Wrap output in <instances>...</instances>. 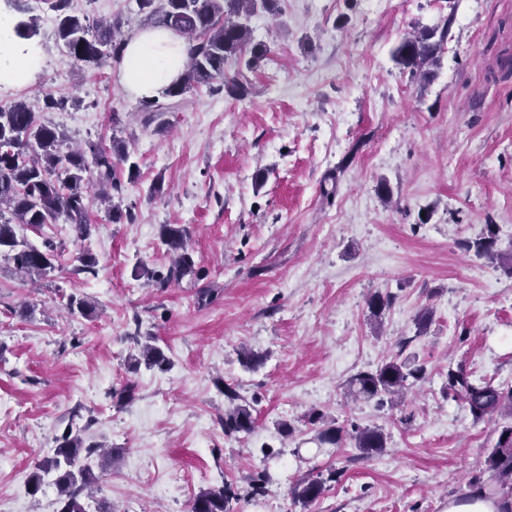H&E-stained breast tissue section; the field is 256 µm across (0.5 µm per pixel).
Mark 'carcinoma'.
I'll return each mask as SVG.
<instances>
[{"instance_id": "obj_1", "label": "carcinoma", "mask_w": 512, "mask_h": 512, "mask_svg": "<svg viewBox=\"0 0 512 512\" xmlns=\"http://www.w3.org/2000/svg\"><path fill=\"white\" fill-rule=\"evenodd\" d=\"M56 12L57 34L68 56L76 61L101 68L112 59L123 56L126 41L118 40L115 32L120 25L96 26L92 30L77 15L70 12V0H44ZM138 10L154 27L167 28L186 39L187 62L180 78L166 91L169 97H179L188 90L206 86L214 93L241 99L252 93L248 79L241 71L230 72L225 64L230 59L245 61L247 69L259 66L266 58L267 48L255 42L248 26L249 18L260 10H275L277 0H136ZM451 20L441 29H424L403 39L393 50L397 65L414 75L424 66L439 60L442 44L448 37ZM119 164L128 165L130 178L137 177L139 166L117 139H112L108 151L95 142H88L67 154L60 151V134L55 127L40 121L37 113L24 103L11 109H0V257L13 262L16 271L45 277L54 270L58 246L50 237L42 247L31 244L18 234L26 228L41 232L64 219L77 236L85 238L90 229L87 221L88 204L84 194L89 172L96 185L109 198L122 193L116 177ZM186 230L174 224L162 226L161 242L173 256L167 274L142 268V275L161 284L178 281L194 272L195 262L186 245ZM497 242L496 225H486V236L464 242L466 250L479 257H502L494 251ZM139 360L161 371L169 366L165 352L153 337L141 346ZM422 365L391 357L373 371H360L349 381L352 393L379 405L392 403L413 384L425 378ZM444 389L448 398L461 404L473 421L482 422L496 415L512 419V385L492 379H476L461 367H448ZM309 423L316 427V439L322 444L339 448L346 441L363 454L372 456L386 448V437L378 428L352 426L347 430L336 425L322 413L313 411ZM256 420L253 407L238 404L224 412V434L248 435ZM497 440L485 459L487 480L477 479L473 485L486 491L485 497L500 495L512 498V422L497 428ZM52 455L40 461L30 473L28 491L34 495L51 483L60 495L58 512H86L81 495L94 479V470L112 463V453H101L97 446H84L80 432L71 430L56 439ZM338 471L329 477L301 479L292 488L293 501L304 505L319 499L326 483L335 480ZM238 498L230 484L201 490L191 502L190 512H230L229 503Z\"/></svg>"}]
</instances>
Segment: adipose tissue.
Wrapping results in <instances>:
<instances>
[{
	"label": "adipose tissue",
	"mask_w": 512,
	"mask_h": 512,
	"mask_svg": "<svg viewBox=\"0 0 512 512\" xmlns=\"http://www.w3.org/2000/svg\"><path fill=\"white\" fill-rule=\"evenodd\" d=\"M186 61L185 41L171 30L151 27L131 37L121 62V79L132 95L160 98L182 74ZM40 63L35 43L18 41L14 22L0 15V82L9 76L27 78Z\"/></svg>",
	"instance_id": "adipose-tissue-1"
}]
</instances>
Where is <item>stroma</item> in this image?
<instances>
[{
  "label": "stroma",
  "instance_id": "stroma-1",
  "mask_svg": "<svg viewBox=\"0 0 512 512\" xmlns=\"http://www.w3.org/2000/svg\"><path fill=\"white\" fill-rule=\"evenodd\" d=\"M31 8L40 70L0 84V109L27 101L73 148L120 139L140 174L117 168L132 219L94 199L88 238L62 222L27 233L64 244L48 277L0 259V512H57V488L32 495L26 478L70 427L115 455L89 512H189L225 482L241 493L230 512H445L464 497L498 422L448 399L445 375L512 383V270L461 246L495 224L497 250H512V0H278L250 22L268 48L251 96L202 86L156 112L119 61L72 60L55 12ZM72 12L129 36L146 26L135 0H72ZM449 15L429 80L394 62L405 35ZM47 91L65 108L43 111ZM166 224L186 228L196 273L160 288L138 269L167 271ZM83 251L94 273L78 271ZM376 292L391 304L375 319ZM72 294L94 315L69 313ZM150 336L167 370L135 366ZM396 354L427 369L397 405L350 395L354 374ZM232 393L255 409L250 435L224 433ZM314 411L382 429L386 450L317 446ZM329 467L341 475L318 500L293 501V482ZM259 471L269 480L249 495Z\"/></svg>",
  "mask_w": 512,
  "mask_h": 512
}]
</instances>
